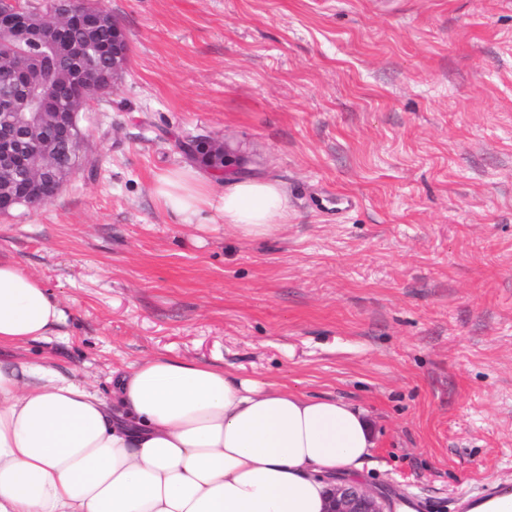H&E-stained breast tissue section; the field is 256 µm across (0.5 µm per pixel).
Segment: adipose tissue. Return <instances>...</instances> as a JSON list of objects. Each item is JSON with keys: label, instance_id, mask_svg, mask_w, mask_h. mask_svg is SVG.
<instances>
[{"label": "adipose tissue", "instance_id": "obj_1", "mask_svg": "<svg viewBox=\"0 0 512 512\" xmlns=\"http://www.w3.org/2000/svg\"><path fill=\"white\" fill-rule=\"evenodd\" d=\"M153 195L180 224L222 223L245 240L288 222L273 179L190 166ZM57 299L0 263V348L53 336ZM374 446L361 410L156 356L121 373L111 398L49 366L0 358V512H325L336 479L355 482Z\"/></svg>", "mask_w": 512, "mask_h": 512}]
</instances>
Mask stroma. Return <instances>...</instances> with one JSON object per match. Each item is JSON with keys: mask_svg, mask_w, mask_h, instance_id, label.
<instances>
[{"mask_svg": "<svg viewBox=\"0 0 512 512\" xmlns=\"http://www.w3.org/2000/svg\"><path fill=\"white\" fill-rule=\"evenodd\" d=\"M126 72L78 115L88 166L0 214V262L66 314L13 350L104 398L155 355L364 410L365 484L512 485V0H87ZM288 192L274 237L174 223L191 139Z\"/></svg>", "mask_w": 512, "mask_h": 512, "instance_id": "obj_1", "label": "stroma"}]
</instances>
